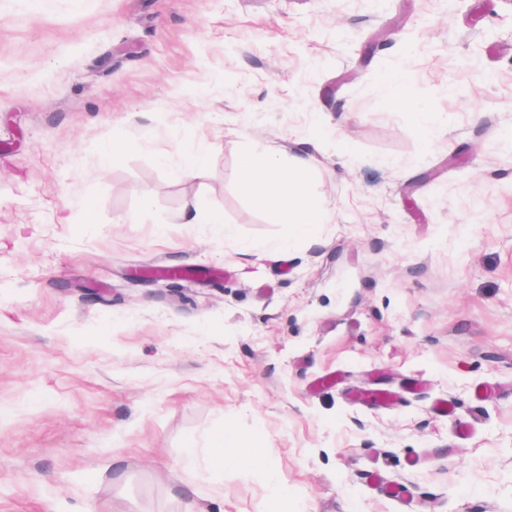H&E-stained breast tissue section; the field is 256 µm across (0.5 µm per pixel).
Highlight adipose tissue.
Instances as JSON below:
<instances>
[{
  "label": "adipose tissue",
  "mask_w": 512,
  "mask_h": 512,
  "mask_svg": "<svg viewBox=\"0 0 512 512\" xmlns=\"http://www.w3.org/2000/svg\"><path fill=\"white\" fill-rule=\"evenodd\" d=\"M281 147L271 144L262 153L243 154L239 167L241 190L259 208L272 212L284 227V241L315 237L319 225L329 223L323 203L311 193L313 167L297 156L282 166Z\"/></svg>",
  "instance_id": "adipose-tissue-1"
}]
</instances>
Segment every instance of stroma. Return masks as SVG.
Listing matches in <instances>:
<instances>
[{
    "instance_id": "35a3bbf8",
    "label": "stroma",
    "mask_w": 512,
    "mask_h": 512,
    "mask_svg": "<svg viewBox=\"0 0 512 512\" xmlns=\"http://www.w3.org/2000/svg\"><path fill=\"white\" fill-rule=\"evenodd\" d=\"M272 142L331 214L281 253ZM195 507L512 512V0H0V512ZM125 137L121 130H114L104 144L102 160L105 165L116 164L124 157ZM181 224H211V233L214 237H221L224 234V216L213 214L206 218L201 217L194 208H186L178 217ZM212 459L224 466L230 464L236 467L269 469L268 464L253 448H242L234 438L221 435L213 440L211 445Z\"/></svg>"
}]
</instances>
